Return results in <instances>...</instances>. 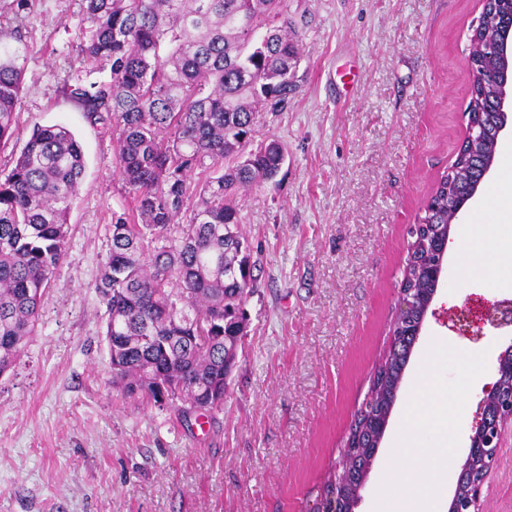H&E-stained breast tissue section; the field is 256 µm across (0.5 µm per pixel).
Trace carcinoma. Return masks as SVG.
<instances>
[{
	"label": "carcinoma",
	"instance_id": "cac0c4a2",
	"mask_svg": "<svg viewBox=\"0 0 512 512\" xmlns=\"http://www.w3.org/2000/svg\"><path fill=\"white\" fill-rule=\"evenodd\" d=\"M79 62L105 79L64 84L62 97L89 124L116 133V157L137 218L118 215L95 284L106 306L104 339L121 395L189 410L224 407V344L237 335L255 264L240 229L238 193L274 179L283 157L273 139L254 143L255 115L280 111L300 87L299 31L288 0H84ZM506 20L471 44L485 68L487 46ZM28 46L21 29L0 31V147L16 131ZM469 111L495 135L493 98L470 79ZM418 223L447 225L448 206L470 196L481 162L457 152ZM209 173L197 201L188 178ZM85 171L82 148L62 125L34 130L0 180V375L35 334L43 295L68 255L70 202ZM186 223L173 237L179 216ZM405 287L431 291L426 266ZM407 345L377 367L375 405L355 418L358 465L394 403Z\"/></svg>",
	"mask_w": 512,
	"mask_h": 512
}]
</instances>
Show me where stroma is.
Instances as JSON below:
<instances>
[{
    "instance_id": "1",
    "label": "stroma",
    "mask_w": 512,
    "mask_h": 512,
    "mask_svg": "<svg viewBox=\"0 0 512 512\" xmlns=\"http://www.w3.org/2000/svg\"><path fill=\"white\" fill-rule=\"evenodd\" d=\"M301 25V87L288 108L256 115V140L285 147L279 175L242 190L252 260L245 341L224 409L182 412L122 398L95 282L113 215L134 202L111 132L59 88L80 73L82 0H0V26L29 52L14 139L0 179L34 128L69 127L86 168L69 214L68 257L42 300L35 336L0 375V512H304L338 462L397 314L409 233L468 124L469 35L481 0H288ZM512 180L495 164L447 247L438 289L405 368L357 512L394 493L386 470L438 337L423 413L434 426L409 454L456 465L497 379L512 327L487 323L512 299V216L489 196ZM480 352L478 366L469 356ZM484 512H512V428L482 490Z\"/></svg>"
}]
</instances>
